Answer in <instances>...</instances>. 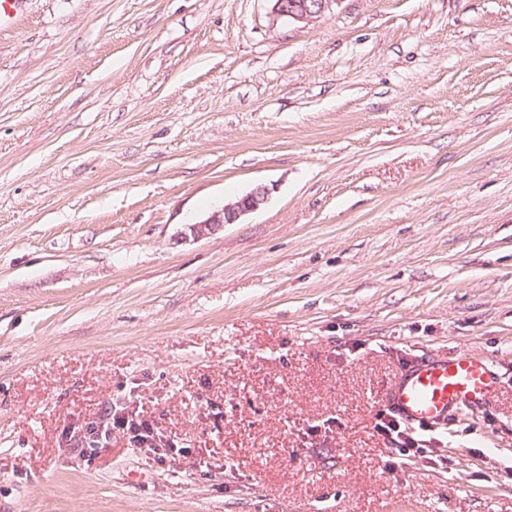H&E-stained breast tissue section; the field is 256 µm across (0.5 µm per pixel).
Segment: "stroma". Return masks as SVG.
I'll return each mask as SVG.
<instances>
[{
  "label": "stroma",
  "mask_w": 512,
  "mask_h": 512,
  "mask_svg": "<svg viewBox=\"0 0 512 512\" xmlns=\"http://www.w3.org/2000/svg\"><path fill=\"white\" fill-rule=\"evenodd\" d=\"M460 352L496 395L404 463L387 389ZM115 406L178 451L86 453ZM0 512H512V0H22ZM272 13L280 19L307 23L317 19L338 5L340 0H269ZM268 193L269 190L265 186L260 185L253 188L235 202L224 205L220 211L190 225L191 235L199 239L210 233L216 224L235 223L241 216L259 209L267 201Z\"/></svg>",
  "instance_id": "1"
}]
</instances>
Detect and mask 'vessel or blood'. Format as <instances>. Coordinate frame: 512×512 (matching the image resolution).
I'll return each instance as SVG.
<instances>
[{"label": "vessel or blood", "instance_id": "obj_1", "mask_svg": "<svg viewBox=\"0 0 512 512\" xmlns=\"http://www.w3.org/2000/svg\"><path fill=\"white\" fill-rule=\"evenodd\" d=\"M497 382L489 363L463 352L450 359H429L397 378L386 405L409 425H436L448 415L489 400Z\"/></svg>", "mask_w": 512, "mask_h": 512}]
</instances>
